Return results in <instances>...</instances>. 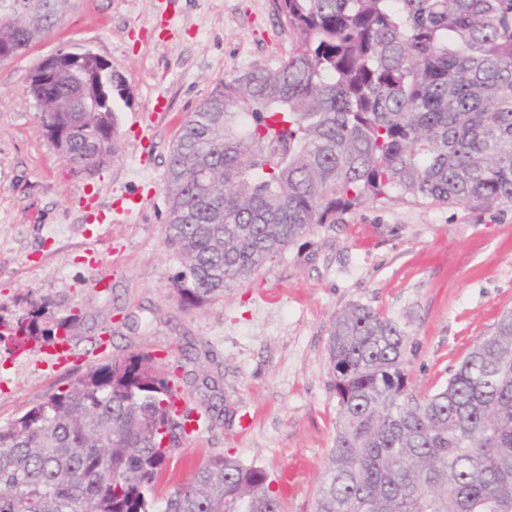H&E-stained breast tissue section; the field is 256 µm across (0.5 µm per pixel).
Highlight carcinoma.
Here are the masks:
<instances>
[{
    "mask_svg": "<svg viewBox=\"0 0 512 512\" xmlns=\"http://www.w3.org/2000/svg\"><path fill=\"white\" fill-rule=\"evenodd\" d=\"M295 35L277 68L232 74L187 114L165 181L166 241L185 309L224 296L319 224L368 200L492 208L512 203V0H277ZM21 53L64 18L58 0H8ZM99 64L80 65L95 104L74 117L64 79L30 86L66 161L116 153ZM79 320L33 308L14 338L47 342ZM408 334L352 304L329 329L336 437L315 512H512V310L447 383L408 385ZM178 367L149 355L90 367L0 427V512H284L268 472L216 453L158 499L163 431L213 423L214 404L173 408Z\"/></svg>",
    "mask_w": 512,
    "mask_h": 512,
    "instance_id": "carcinoma-1",
    "label": "carcinoma"
}]
</instances>
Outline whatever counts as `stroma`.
<instances>
[{
    "label": "stroma",
    "instance_id": "obj_1",
    "mask_svg": "<svg viewBox=\"0 0 512 512\" xmlns=\"http://www.w3.org/2000/svg\"><path fill=\"white\" fill-rule=\"evenodd\" d=\"M293 47L276 0H71L48 37L0 62V324L35 304L55 318L79 313L69 339L81 355L54 370L48 344L0 341L1 426L85 373V352L100 337L110 340L107 356L172 363L192 341L209 356L185 364V402L210 400L222 417L181 441L159 494L224 453L264 468L285 512H314L335 438L326 348L336 315L359 303L405 327L409 385L425 394L512 307V204L379 199L316 227L223 298L180 308L171 282L181 259L164 226L180 123L226 76L275 68ZM60 49L91 51L120 79L118 152L91 173L58 152L29 91V74ZM158 100L165 111H154ZM125 194L137 209L82 223L88 197ZM208 375L219 390L206 392Z\"/></svg>",
    "mask_w": 512,
    "mask_h": 512
}]
</instances>
